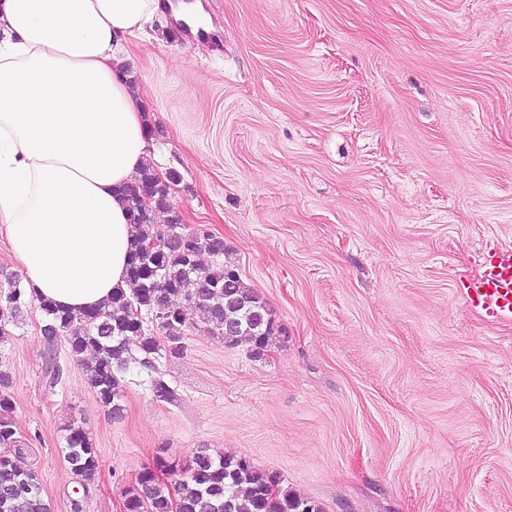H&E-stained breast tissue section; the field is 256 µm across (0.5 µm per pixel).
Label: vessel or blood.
Wrapping results in <instances>:
<instances>
[{"label": "vessel or blood", "instance_id": "vessel-or-blood-1", "mask_svg": "<svg viewBox=\"0 0 512 512\" xmlns=\"http://www.w3.org/2000/svg\"><path fill=\"white\" fill-rule=\"evenodd\" d=\"M468 307L512 317V249L494 252L483 276L466 288Z\"/></svg>", "mask_w": 512, "mask_h": 512}]
</instances>
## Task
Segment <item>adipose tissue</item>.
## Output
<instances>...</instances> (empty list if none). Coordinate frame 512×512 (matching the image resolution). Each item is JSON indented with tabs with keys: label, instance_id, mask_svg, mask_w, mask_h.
<instances>
[{
	"label": "adipose tissue",
	"instance_id": "adipose-tissue-1",
	"mask_svg": "<svg viewBox=\"0 0 512 512\" xmlns=\"http://www.w3.org/2000/svg\"><path fill=\"white\" fill-rule=\"evenodd\" d=\"M159 0H0V223L30 295L72 311L127 288L122 188L149 159L122 69Z\"/></svg>",
	"mask_w": 512,
	"mask_h": 512
}]
</instances>
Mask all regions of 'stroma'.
<instances>
[{
  "mask_svg": "<svg viewBox=\"0 0 512 512\" xmlns=\"http://www.w3.org/2000/svg\"><path fill=\"white\" fill-rule=\"evenodd\" d=\"M202 3L219 43L163 12L123 66L181 176L172 213L223 239L283 334L255 358L186 328L159 364L176 401L133 366L114 416L66 339L41 386L29 305L0 344L20 465L69 512L76 423L101 458L85 512L201 448L323 512H512V318L464 300L512 249V0Z\"/></svg>",
  "mask_w": 512,
  "mask_h": 512,
  "instance_id": "35a3bbf8",
  "label": "stroma"
}]
</instances>
